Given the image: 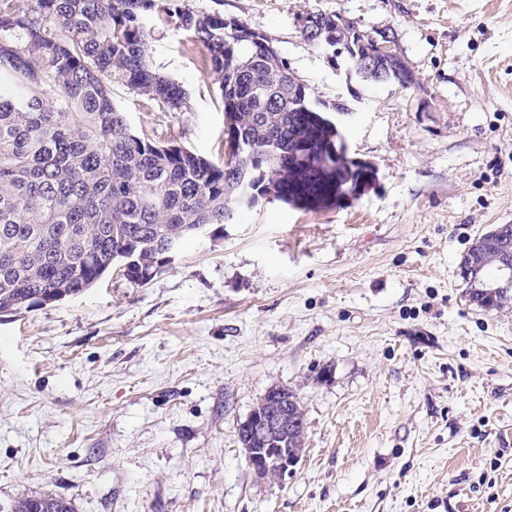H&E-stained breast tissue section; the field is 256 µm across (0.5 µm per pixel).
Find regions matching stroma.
Returning <instances> with one entry per match:
<instances>
[{"instance_id": "stroma-1", "label": "stroma", "mask_w": 512, "mask_h": 512, "mask_svg": "<svg viewBox=\"0 0 512 512\" xmlns=\"http://www.w3.org/2000/svg\"><path fill=\"white\" fill-rule=\"evenodd\" d=\"M262 32L371 182L335 205L261 201L148 284L0 313V512H512V309L469 302L458 265L512 224V0H189ZM309 13L389 32L415 88L363 80L306 41ZM154 69L188 104L123 84L137 134L219 163L216 75L174 21ZM343 111H336V104ZM287 386L307 420L285 477L240 423ZM14 512H75L72 503L65 498L53 495H40L17 502Z\"/></svg>"}]
</instances>
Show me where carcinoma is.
<instances>
[{"mask_svg": "<svg viewBox=\"0 0 512 512\" xmlns=\"http://www.w3.org/2000/svg\"><path fill=\"white\" fill-rule=\"evenodd\" d=\"M159 13L202 44L203 65L219 78L230 136L244 144L228 161L135 134L112 101V83L121 82L170 110L186 104L185 90L151 65L146 20ZM316 21L306 40L331 57L347 54L374 82L406 89L414 81L400 58L366 67L364 56L384 52L354 21ZM337 137L268 38L235 18L178 0H0V313L79 295L118 262L127 263L126 280L147 284L170 236L185 244L203 225L221 238L229 209L271 199L308 207L325 193L335 203L336 177L300 153ZM242 178L251 185L246 202L235 192ZM288 184L299 195H280ZM483 247L481 275L492 278L512 252V224L486 231ZM286 396L285 447L299 460L305 413L292 390ZM14 512L75 508L40 495Z\"/></svg>", "mask_w": 512, "mask_h": 512, "instance_id": "1", "label": "carcinoma"}]
</instances>
